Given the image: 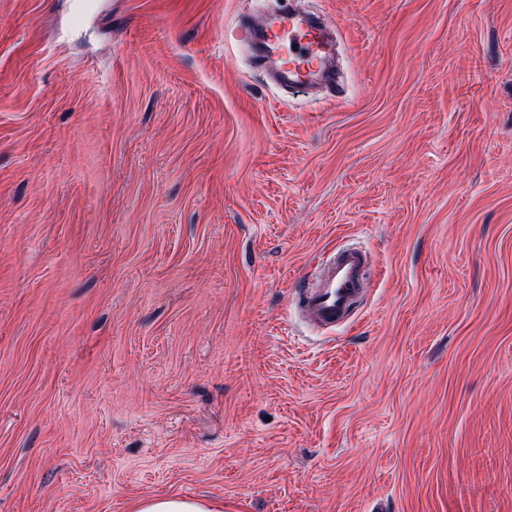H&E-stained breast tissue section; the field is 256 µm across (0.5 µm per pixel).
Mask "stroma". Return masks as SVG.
Wrapping results in <instances>:
<instances>
[{
    "label": "stroma",
    "mask_w": 512,
    "mask_h": 512,
    "mask_svg": "<svg viewBox=\"0 0 512 512\" xmlns=\"http://www.w3.org/2000/svg\"><path fill=\"white\" fill-rule=\"evenodd\" d=\"M309 4L335 94L258 0H0V512H512V0ZM323 25L316 18L284 11L275 20H261L240 29L239 37L263 46L261 58L272 62L288 88L310 86L327 65ZM326 26V25H325ZM368 268L364 250L337 249L320 260L311 280L299 282L296 310L315 329L329 330L348 321L366 290ZM224 503L184 497L177 492L162 497L133 500L128 512H223Z\"/></svg>",
    "instance_id": "1"
}]
</instances>
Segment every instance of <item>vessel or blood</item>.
<instances>
[{"label": "vessel or blood", "instance_id": "vessel-or-blood-1", "mask_svg": "<svg viewBox=\"0 0 512 512\" xmlns=\"http://www.w3.org/2000/svg\"><path fill=\"white\" fill-rule=\"evenodd\" d=\"M239 36L259 42L262 57L272 62L281 83L291 88L312 84L327 65L323 22L290 11L275 20H261L240 29ZM369 267L364 250L339 249L321 259L311 280L299 283L294 306L313 328L329 330L348 321L367 284Z\"/></svg>", "mask_w": 512, "mask_h": 512}]
</instances>
